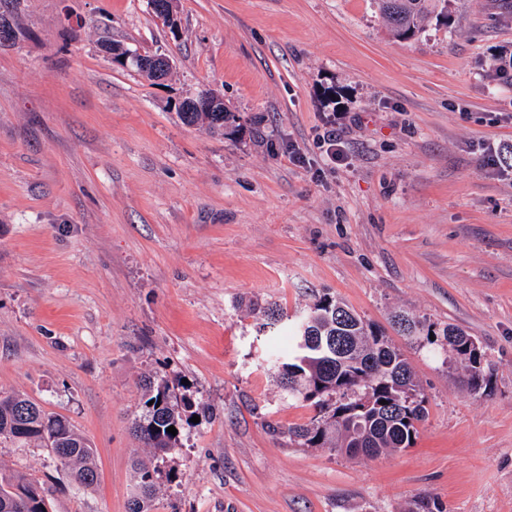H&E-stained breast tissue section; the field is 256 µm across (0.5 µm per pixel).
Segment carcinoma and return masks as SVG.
Returning <instances> with one entry per match:
<instances>
[{
  "mask_svg": "<svg viewBox=\"0 0 512 512\" xmlns=\"http://www.w3.org/2000/svg\"><path fill=\"white\" fill-rule=\"evenodd\" d=\"M451 0H374L391 35L409 40L432 19L448 18ZM213 133L234 136L240 116L226 112H197L193 121ZM259 331H273L287 317L280 308L251 309ZM393 324L403 336H425L445 355L465 366L463 384L473 395L492 391L493 367L486 352L470 345V335L447 324L427 326L405 314L394 315ZM294 344L277 354L274 367L288 395L307 403L313 415L288 429L289 441L304 448H330L338 453L376 457L414 444L418 425L427 413V400L414 373L386 334L366 323L340 301L316 299L294 320ZM145 412L132 424V434L154 457L164 458L177 447L180 431L194 403L177 398L169 380L155 375L143 380ZM0 439L45 443L52 454L68 450L61 464L68 467L81 488L98 480L94 449L64 419L46 413L20 394L0 397ZM159 466L134 464L135 494L130 512H153ZM0 512H48L41 488L0 469Z\"/></svg>",
  "mask_w": 512,
  "mask_h": 512,
  "instance_id": "1",
  "label": "carcinoma"
}]
</instances>
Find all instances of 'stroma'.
<instances>
[{"label": "stroma", "mask_w": 512, "mask_h": 512, "mask_svg": "<svg viewBox=\"0 0 512 512\" xmlns=\"http://www.w3.org/2000/svg\"><path fill=\"white\" fill-rule=\"evenodd\" d=\"M392 38L372 0H19L0 47V394L65 418L96 451L83 490L38 442L0 466L49 512H129L143 377L206 406L160 462L154 512H512V6L452 0ZM118 42L173 63L150 81ZM207 88L227 138L176 115ZM345 154L332 164L323 136ZM299 148L295 162L289 149ZM345 302L468 332L490 395L424 337L395 336L427 397L409 448L377 458L274 437L307 422L263 361L250 302Z\"/></svg>", "instance_id": "stroma-1"}]
</instances>
